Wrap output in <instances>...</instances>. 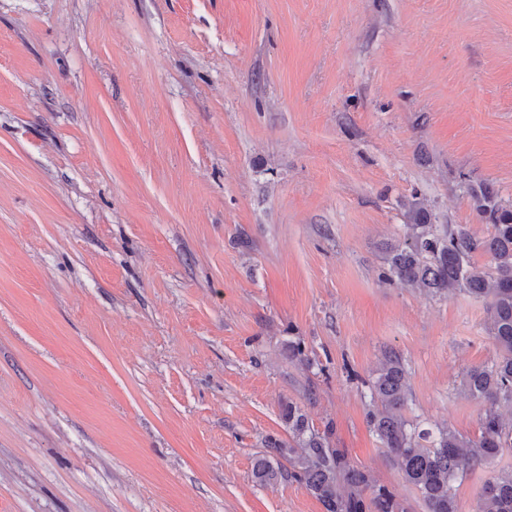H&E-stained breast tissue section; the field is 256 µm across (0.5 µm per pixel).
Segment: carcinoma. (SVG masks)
<instances>
[{
	"label": "carcinoma",
	"mask_w": 512,
	"mask_h": 512,
	"mask_svg": "<svg viewBox=\"0 0 512 512\" xmlns=\"http://www.w3.org/2000/svg\"><path fill=\"white\" fill-rule=\"evenodd\" d=\"M468 195L488 225L487 236L477 238L461 224L433 223L431 212L415 193L407 204L404 233L387 247L385 256L387 281L429 295L463 292L482 302L485 328L497 348L490 362L461 373L460 389L484 404L475 438L447 426L421 429L407 420L405 366L397 353H385L371 382L373 410L367 414L368 424L427 512H461L455 484L467 470L505 449L512 451V429L497 413L501 404L512 406V206L501 204L487 183L470 187ZM476 252L489 257V266L473 262ZM281 417L289 441H276L271 449L288 457V477L305 485L325 512H405L399 497L331 447L329 436L311 427L297 404L284 403ZM253 474L260 483L274 482L283 476L282 465L272 456H262L255 461ZM341 483L349 487L345 495L338 491ZM470 512H512V470L491 476Z\"/></svg>",
	"instance_id": "carcinoma-1"
}]
</instances>
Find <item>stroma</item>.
I'll use <instances>...</instances> for the list:
<instances>
[{
    "mask_svg": "<svg viewBox=\"0 0 512 512\" xmlns=\"http://www.w3.org/2000/svg\"><path fill=\"white\" fill-rule=\"evenodd\" d=\"M479 183L512 204V0H0V512H324L252 474L288 400L425 512L369 385L396 352L473 438L496 347L383 247L416 191L486 236Z\"/></svg>",
    "mask_w": 512,
    "mask_h": 512,
    "instance_id": "1",
    "label": "stroma"
}]
</instances>
